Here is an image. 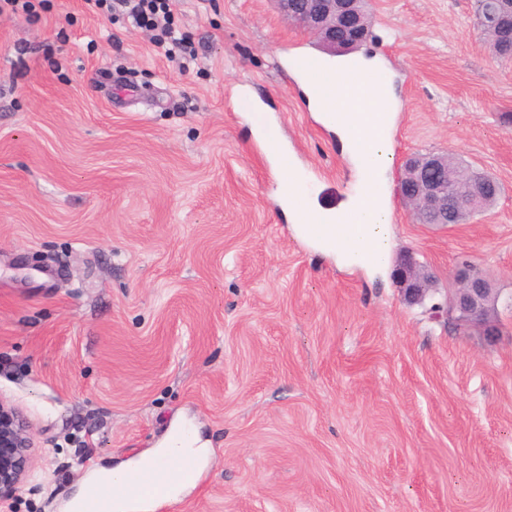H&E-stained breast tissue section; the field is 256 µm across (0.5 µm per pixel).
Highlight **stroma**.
<instances>
[{
	"mask_svg": "<svg viewBox=\"0 0 512 512\" xmlns=\"http://www.w3.org/2000/svg\"><path fill=\"white\" fill-rule=\"evenodd\" d=\"M394 74V252L424 302L313 254L250 132L275 123L316 210L354 170L286 61L316 52L271 0H178L191 51L50 0L0 12V399L30 470L6 512H69L96 469L177 428L209 450L158 512H512V62L474 0H372ZM252 90L263 113L237 108ZM495 177L488 211L416 223L407 155ZM501 292L495 335L433 319L462 262ZM475 17H477L478 25L482 34L485 36L488 47L492 54L500 59L512 60V54L509 55L505 51V46L508 42L512 43V22L510 24L493 29H488L484 25H481L479 20L483 18L486 12L494 11V4L490 0H475ZM511 58V59H510ZM393 280L408 303L422 302L435 283V276L413 254L400 255L393 269Z\"/></svg>",
	"mask_w": 512,
	"mask_h": 512,
	"instance_id": "1",
	"label": "stroma"
}]
</instances>
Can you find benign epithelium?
Segmentation results:
<instances>
[{"label":"benign epithelium","instance_id":"1","mask_svg":"<svg viewBox=\"0 0 512 512\" xmlns=\"http://www.w3.org/2000/svg\"><path fill=\"white\" fill-rule=\"evenodd\" d=\"M275 9L289 22L314 34L333 53L358 49L368 38L364 21L367 0H272ZM397 187L411 210H422L435 218V224H448V153L430 151L408 156ZM500 193L499 183L490 176L470 183L471 197L457 206L474 212L475 201L488 188ZM393 280L405 301L419 303L433 291L435 276L411 254L398 257ZM500 293L487 276L469 265L461 266L448 289L445 317L470 327L491 332ZM32 438L27 422L11 406L0 401V504L6 501L29 470Z\"/></svg>","mask_w":512,"mask_h":512}]
</instances>
